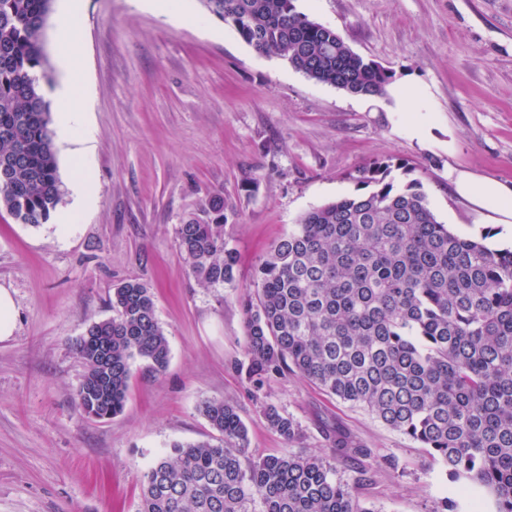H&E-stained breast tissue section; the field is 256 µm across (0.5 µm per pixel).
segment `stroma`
<instances>
[{"mask_svg": "<svg viewBox=\"0 0 512 512\" xmlns=\"http://www.w3.org/2000/svg\"><path fill=\"white\" fill-rule=\"evenodd\" d=\"M174 26L131 0H85L81 66L94 141L55 136L64 195L76 175L96 197L66 236L56 219L33 227L0 212V287L17 308L0 342V512H138L144 473L177 442L212 439L204 402L233 404L254 457L283 438L264 409L302 429L299 447L326 453L338 429L382 455L361 493L375 512H433L448 484L419 444L287 372L254 386L243 298L270 248L310 209L354 194L360 167L379 160L417 179L456 234L512 248V223L460 195L453 176L512 188V0H296L361 56L395 74L387 96L363 98L258 55L200 0ZM423 94L426 140L408 130L401 91ZM220 191L232 210L224 238L235 278L201 287L175 228ZM152 290L168 337L165 371L131 364L123 411L98 420L77 406L84 366L73 344L112 314L118 284Z\"/></svg>", "mask_w": 512, "mask_h": 512, "instance_id": "obj_1", "label": "stroma"}]
</instances>
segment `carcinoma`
<instances>
[{
  "label": "carcinoma",
  "mask_w": 512,
  "mask_h": 512,
  "mask_svg": "<svg viewBox=\"0 0 512 512\" xmlns=\"http://www.w3.org/2000/svg\"><path fill=\"white\" fill-rule=\"evenodd\" d=\"M53 0H0V210L47 222L62 200L42 30ZM257 53L356 96L383 97L394 73L352 50L295 0H201ZM391 165L359 168L362 192L308 211L256 269L243 302L246 375L254 384L296 371L367 409L441 465L450 494L434 512H512V248L462 237L438 221L417 179L398 186ZM224 196L201 200L175 229L180 252L207 288L234 279L224 242ZM114 315L90 324L74 350L84 365L77 405L103 419L122 411L131 363L164 371L170 346L151 288L127 281ZM217 441L175 443L144 474L139 512H377L360 499L365 466L344 480L326 457L293 444L298 424L269 405L288 444L251 457L246 427L224 401L201 407ZM333 457L377 460L328 435Z\"/></svg>",
  "instance_id": "obj_1"
}]
</instances>
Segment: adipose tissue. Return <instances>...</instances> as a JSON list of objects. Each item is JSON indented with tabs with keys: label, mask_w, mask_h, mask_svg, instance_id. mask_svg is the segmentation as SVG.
Here are the masks:
<instances>
[{
	"label": "adipose tissue",
	"mask_w": 512,
	"mask_h": 512,
	"mask_svg": "<svg viewBox=\"0 0 512 512\" xmlns=\"http://www.w3.org/2000/svg\"><path fill=\"white\" fill-rule=\"evenodd\" d=\"M81 16V0H66L63 10L56 18V53L65 71V78L57 93L54 106L56 124L63 134L81 129V115L85 110L86 97L76 91L80 68L75 52ZM458 191L473 198L481 206L512 219V189L491 185L469 175L456 178Z\"/></svg>",
	"instance_id": "ef3b65f1"
}]
</instances>
